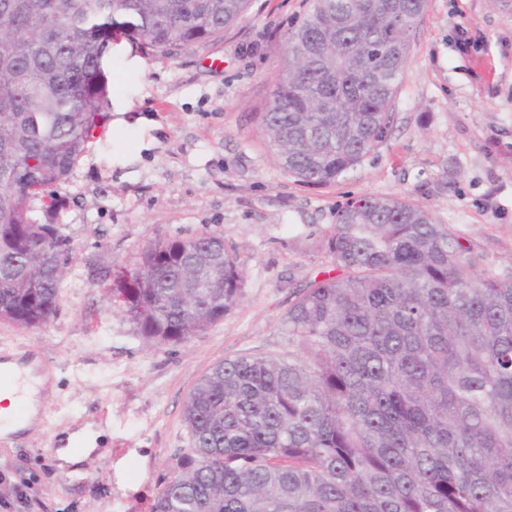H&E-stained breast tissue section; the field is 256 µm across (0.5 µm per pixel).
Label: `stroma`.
Instances as JSON below:
<instances>
[{"label": "stroma", "instance_id": "stroma-1", "mask_svg": "<svg viewBox=\"0 0 512 512\" xmlns=\"http://www.w3.org/2000/svg\"><path fill=\"white\" fill-rule=\"evenodd\" d=\"M312 5L250 0L223 37L173 56L113 41L111 108L55 189L72 247L57 313L36 327L0 321V361L37 359L54 381L36 426L0 438V512H152L190 448L192 387L221 360L287 349L281 318L331 270L321 243L348 197L409 199L486 262L512 264V7L427 0L386 140L344 179L311 186L278 167L255 115ZM200 233L236 256L244 296L183 344L145 343L115 301L119 275L148 245ZM86 427L97 451L61 465Z\"/></svg>", "mask_w": 512, "mask_h": 512}]
</instances>
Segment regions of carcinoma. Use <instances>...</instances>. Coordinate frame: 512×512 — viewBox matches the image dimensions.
<instances>
[{
	"instance_id": "1",
	"label": "carcinoma",
	"mask_w": 512,
	"mask_h": 512,
	"mask_svg": "<svg viewBox=\"0 0 512 512\" xmlns=\"http://www.w3.org/2000/svg\"><path fill=\"white\" fill-rule=\"evenodd\" d=\"M249 0H0V320L47 323L70 239L54 188L106 119L116 33L174 55ZM426 0H313L256 113L275 162L330 185L385 140ZM46 198L44 222L30 201ZM281 319L288 349L226 359L190 392V452L153 512H512V265L487 263L428 209L358 195ZM119 289L146 342L222 321L244 277L221 237L146 247Z\"/></svg>"
}]
</instances>
